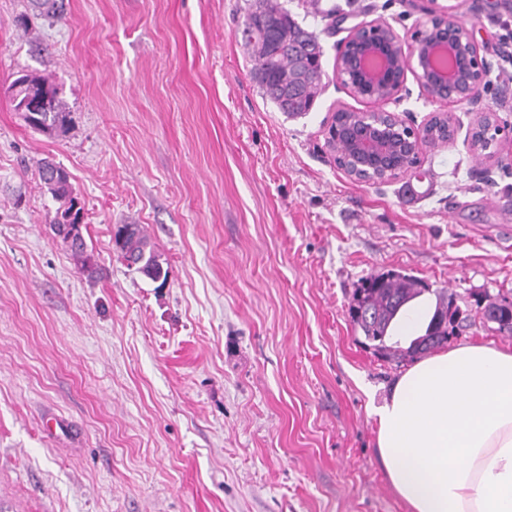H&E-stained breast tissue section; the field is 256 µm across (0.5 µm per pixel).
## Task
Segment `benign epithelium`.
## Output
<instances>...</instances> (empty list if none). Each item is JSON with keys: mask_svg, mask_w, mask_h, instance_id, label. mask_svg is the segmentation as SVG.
Segmentation results:
<instances>
[{"mask_svg": "<svg viewBox=\"0 0 512 512\" xmlns=\"http://www.w3.org/2000/svg\"><path fill=\"white\" fill-rule=\"evenodd\" d=\"M492 69L481 54L472 31L435 9L410 38L401 36L382 18L364 20L350 28L336 56V79L349 77L345 89L354 97L386 104L398 98L407 75L425 97L450 107L467 104L474 124H493L496 113L480 108V87ZM52 93L36 89L26 76L14 87V109L36 130L49 125ZM387 122L369 120V113L338 107L323 125L325 152L351 180L384 184L412 175L423 145L405 135L416 127L397 112L382 111ZM441 121L453 133L460 129L452 110L433 112L425 123Z\"/></svg>", "mask_w": 512, "mask_h": 512, "instance_id": "1", "label": "benign epithelium"}]
</instances>
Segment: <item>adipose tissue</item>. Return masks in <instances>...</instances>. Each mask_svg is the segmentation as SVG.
<instances>
[{
	"label": "adipose tissue",
	"mask_w": 512,
	"mask_h": 512,
	"mask_svg": "<svg viewBox=\"0 0 512 512\" xmlns=\"http://www.w3.org/2000/svg\"><path fill=\"white\" fill-rule=\"evenodd\" d=\"M375 414L410 512H512V350L465 343L423 358Z\"/></svg>",
	"instance_id": "ef3b65f1"
}]
</instances>
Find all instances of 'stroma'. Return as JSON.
Masks as SVG:
<instances>
[{"label":"stroma","mask_w":512,"mask_h":512,"mask_svg":"<svg viewBox=\"0 0 512 512\" xmlns=\"http://www.w3.org/2000/svg\"><path fill=\"white\" fill-rule=\"evenodd\" d=\"M57 17L0 0V512H408L378 454L375 407L405 363L379 358L348 308L399 272L446 289L471 325L450 345L512 350L481 307L512 300V138L496 161L424 150L429 184L352 182L322 152L335 77L363 18L411 34L456 7L495 63L482 102L512 127L504 0H320L335 33L323 90L289 118L251 76V0H61ZM58 85L67 134L31 129L6 89ZM70 176L93 273L50 226L41 161ZM142 225L154 281L111 233Z\"/></svg>","instance_id":"obj_1"}]
</instances>
